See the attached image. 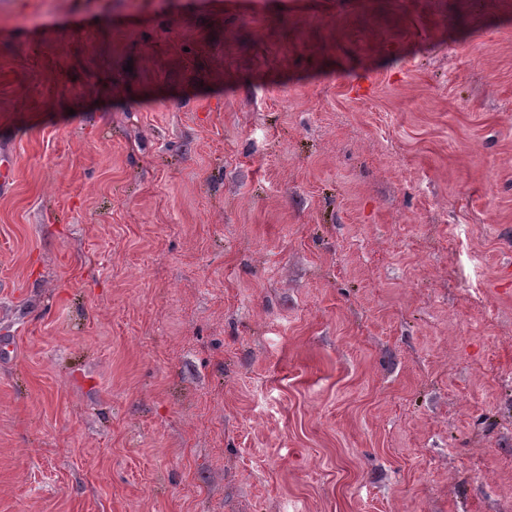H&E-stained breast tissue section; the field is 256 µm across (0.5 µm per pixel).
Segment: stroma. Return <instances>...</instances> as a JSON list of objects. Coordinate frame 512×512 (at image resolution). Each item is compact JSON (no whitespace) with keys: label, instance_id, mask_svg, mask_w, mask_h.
<instances>
[{"label":"stroma","instance_id":"stroma-1","mask_svg":"<svg viewBox=\"0 0 512 512\" xmlns=\"http://www.w3.org/2000/svg\"><path fill=\"white\" fill-rule=\"evenodd\" d=\"M0 512H512V0H0Z\"/></svg>","mask_w":512,"mask_h":512}]
</instances>
